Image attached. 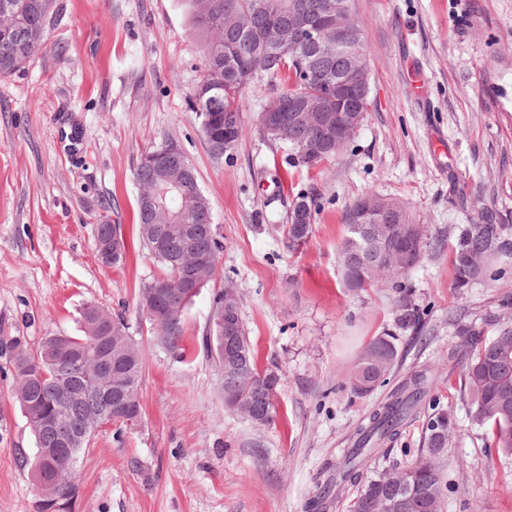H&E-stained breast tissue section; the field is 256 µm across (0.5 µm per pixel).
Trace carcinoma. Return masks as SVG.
Listing matches in <instances>:
<instances>
[{"label": "carcinoma", "instance_id": "cac0c4a2", "mask_svg": "<svg viewBox=\"0 0 512 512\" xmlns=\"http://www.w3.org/2000/svg\"><path fill=\"white\" fill-rule=\"evenodd\" d=\"M191 21V35L205 44L204 75L192 97L191 109L200 120L207 142L229 143L234 150L243 132L246 88L255 79L267 76L285 78L286 86L265 104V112H288L293 100L314 101L326 112L367 111L369 88L357 82L346 88L338 102L325 100L326 88L310 76L326 71L344 76L352 69V56L338 53L328 31L322 51H308L288 42V17L301 14L319 20L331 0H183ZM49 0H0V76L23 69L46 44L45 20ZM264 135L288 144L295 168L313 169L333 159L336 148L328 145L327 131L316 126L310 116L298 124L285 123L273 130L260 123ZM318 150L311 164L301 155L304 148ZM135 179L138 198V236L147 255L157 263L158 276L139 290V309L145 301L155 303L158 312L169 311L164 322L161 344L176 357L185 353L187 305L197 293L181 294L171 288L174 265L182 259L183 243L174 234L181 224H205L212 217L205 194L195 192V168L185 162L179 175L164 166V160L139 159ZM378 212L388 209L396 223L385 225L391 251L383 256L373 243L356 231L360 220L358 206ZM307 213L313 219L316 200L302 194L293 200L289 222L283 225L288 248L306 244L312 224H299L295 218ZM346 233L337 249L338 263L347 287L353 292L373 288L387 277L408 274L422 259L426 243L423 227L410 221L397 201L367 193L345 216ZM163 224L169 236V255L159 252L147 234V225ZM117 229L109 217L98 224V240L119 250L116 265L126 255L124 241L112 242ZM202 253L220 252L218 236L202 233L194 243ZM512 252V225L491 219L484 224H466L452 249L456 285L466 288L483 280L491 263ZM393 307L404 330H420V315L408 288L395 289ZM239 320V332L226 336L219 320L224 313ZM466 337L464 391L469 396V418L488 429L495 448L512 457V324H504L491 341L482 339L476 326L461 325ZM216 363H224V406L252 424L262 427L277 416L275 397L281 376L272 368L257 365L247 329L242 322L240 303L224 308V293L214 297L213 332L203 342ZM14 373V398L36 441L31 475L41 499L71 498L77 493V470L53 464L47 451L70 449L73 463L87 447L93 428L116 425L133 428L139 421L122 419L126 410L141 408V388L145 366L141 351L127 334V327L112 313L88 305L82 313L81 334L51 335L34 349L20 342H9ZM398 348L391 336H379L362 349L348 374L353 393L367 395L384 381L393 368ZM427 378L418 375L412 390L398 396L373 415L362 432V447L354 448L340 462L346 479L356 484L350 512H441L442 470L440 461L447 452L451 420L438 412L429 418L423 445L415 459L368 475L366 461L375 447L393 439L405 419L416 409Z\"/></svg>", "mask_w": 512, "mask_h": 512}]
</instances>
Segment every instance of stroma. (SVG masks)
<instances>
[{
  "label": "stroma",
  "instance_id": "35a3bbf8",
  "mask_svg": "<svg viewBox=\"0 0 512 512\" xmlns=\"http://www.w3.org/2000/svg\"><path fill=\"white\" fill-rule=\"evenodd\" d=\"M370 66L371 107L336 159L289 164L258 131L268 79L246 91L243 136L215 157L188 107L203 46L182 0H50L48 43L0 77V512H41L28 462L34 438L15 403L5 341L35 347L78 333L94 304L122 316L146 372L138 426L106 427L81 454L73 512H349L356 489L336 462L373 411L414 374L433 384L418 415L368 465L411 459L430 413L455 419L442 512H512V458L473 425L460 391L459 324L494 334L512 321V255L485 281L455 286L448 248L479 212L512 224V0H352ZM177 143L197 172L224 243L214 282L188 305V353L176 358L136 307L157 266L136 232L140 155ZM292 192L280 190L284 175ZM318 201L307 245L281 232L294 194ZM373 192L400 202L433 246L405 278L418 335L400 331L392 283L350 292L337 262L346 209ZM120 224L121 265L97 257L100 216ZM235 286L260 366L282 373L278 414L257 427L224 406L221 369L203 351L213 299ZM399 359L366 397L347 374L372 337Z\"/></svg>",
  "mask_w": 512,
  "mask_h": 512
}]
</instances>
